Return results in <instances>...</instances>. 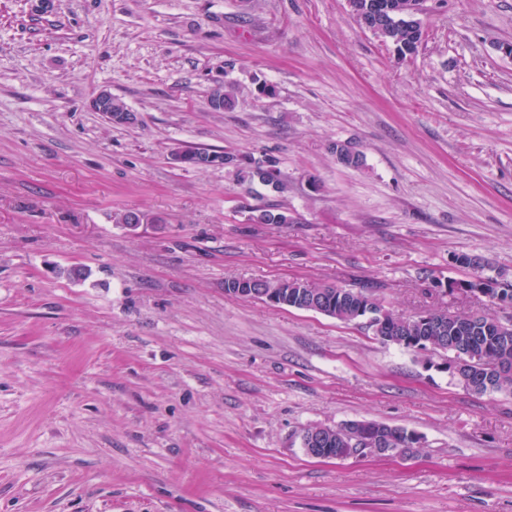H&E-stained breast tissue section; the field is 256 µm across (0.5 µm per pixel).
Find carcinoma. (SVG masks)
Instances as JSON below:
<instances>
[{"mask_svg": "<svg viewBox=\"0 0 512 512\" xmlns=\"http://www.w3.org/2000/svg\"><path fill=\"white\" fill-rule=\"evenodd\" d=\"M353 13L373 27L384 25L379 36L409 53L416 51L421 40L420 25L405 15L396 13L405 0H349ZM340 160L351 167L363 162L360 152L349 144L336 145ZM251 177L278 189L281 182L263 178L262 172L273 171V161L248 162ZM288 291V307L302 310L312 307L343 322H353L367 315L380 318V328L374 335L410 350L434 349L448 353L445 365L450 377L464 389L485 395L501 393L512 395V326L505 327L501 319L488 314H451L446 311L430 313V324L416 315H395L386 310L380 300L363 290L339 288L334 285H316L301 280H282ZM485 295L501 304L512 305V288H501L497 281L487 279ZM391 446L412 450L415 432L403 427H387Z\"/></svg>", "mask_w": 512, "mask_h": 512, "instance_id": "carcinoma-1", "label": "carcinoma"}]
</instances>
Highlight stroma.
I'll return each instance as SVG.
<instances>
[{"instance_id": "stroma-1", "label": "stroma", "mask_w": 512, "mask_h": 512, "mask_svg": "<svg viewBox=\"0 0 512 512\" xmlns=\"http://www.w3.org/2000/svg\"><path fill=\"white\" fill-rule=\"evenodd\" d=\"M419 20L402 56L347 0H0V512H512V396L366 320L224 292L298 279L512 318L440 287L512 285V0ZM104 88L134 122L91 111ZM195 148L238 162H175ZM350 420L422 445L301 448Z\"/></svg>"}]
</instances>
